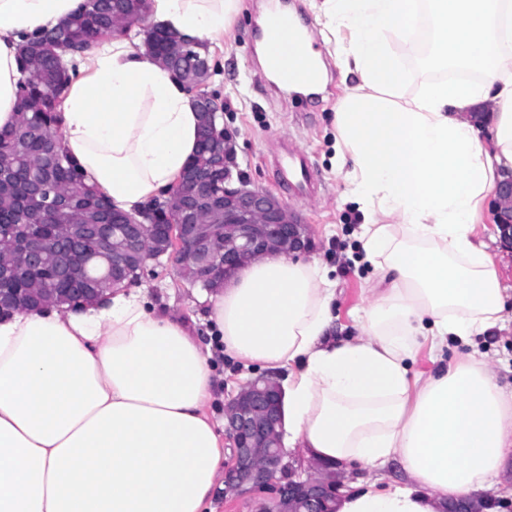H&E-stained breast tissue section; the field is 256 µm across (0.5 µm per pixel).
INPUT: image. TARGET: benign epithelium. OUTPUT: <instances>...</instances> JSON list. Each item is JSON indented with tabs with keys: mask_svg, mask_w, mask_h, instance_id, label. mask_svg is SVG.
I'll list each match as a JSON object with an SVG mask.
<instances>
[{
	"mask_svg": "<svg viewBox=\"0 0 512 512\" xmlns=\"http://www.w3.org/2000/svg\"><path fill=\"white\" fill-rule=\"evenodd\" d=\"M156 49L152 57L167 61L183 72V83L202 114L199 144L208 153V163L189 167L161 201L172 214L165 225L149 223L142 215L124 216L103 208L89 224H71L61 237L30 235L14 242L24 268L35 272L44 261L55 260V276L65 288H0V312L32 310L50 297L58 304H85L104 292L101 284L123 282L124 272L138 267L144 272L149 262L161 257L173 260L178 275L211 290L228 280L240 267L269 254L296 258L310 254L314 241L309 225L274 194L249 185L238 171L236 144L225 127H216L223 104L201 91L188 66L208 67L204 59L185 60L174 51L186 39L153 26ZM54 155H47L43 175L30 185L19 201V211L33 222L50 220L67 207L65 199L51 194ZM224 189L215 191L217 182ZM499 208L497 226L501 242L512 248V173L504 176L496 191ZM89 238L112 246V268L104 278L86 280L81 273L83 245ZM151 239L157 250L144 247ZM282 391L271 375L248 382L224 405V434L231 441V454L224 460V498L260 492L263 502L256 512H330L344 487L343 462L329 466L310 465L301 479L285 470L282 445ZM486 505L474 498L451 499L444 512H484Z\"/></svg>",
	"mask_w": 512,
	"mask_h": 512,
	"instance_id": "7a95c632",
	"label": "benign epithelium"
}]
</instances>
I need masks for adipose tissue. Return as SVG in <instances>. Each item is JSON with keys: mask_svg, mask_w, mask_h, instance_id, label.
Segmentation results:
<instances>
[{"mask_svg": "<svg viewBox=\"0 0 512 512\" xmlns=\"http://www.w3.org/2000/svg\"><path fill=\"white\" fill-rule=\"evenodd\" d=\"M84 0H0V130L16 123L24 36ZM237 0H150L151 20L223 40ZM355 83L333 124L362 259L379 286L336 336L321 260L269 255L207 291L204 334L121 286L96 302L0 317V512H208L224 425L210 347L281 377L288 449L403 479L351 483L338 512H441L454 497L512 498V389L449 343L512 330V284L475 233L512 171V0H319ZM434 27L433 61L475 73L411 98L398 47ZM488 106L475 121L477 106ZM200 114L143 41L102 43L72 75L59 147L112 209L164 198L197 150ZM432 367L409 372L421 350Z\"/></svg>", "mask_w": 512, "mask_h": 512, "instance_id": "obj_1", "label": "adipose tissue"}]
</instances>
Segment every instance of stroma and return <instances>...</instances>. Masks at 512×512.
Masks as SVG:
<instances>
[{"instance_id":"obj_1","label":"stroma","mask_w":512,"mask_h":512,"mask_svg":"<svg viewBox=\"0 0 512 512\" xmlns=\"http://www.w3.org/2000/svg\"><path fill=\"white\" fill-rule=\"evenodd\" d=\"M270 0H238L230 21V36L209 50L212 74L209 93L224 103V125L236 136L241 172L255 187L273 192L309 224L316 242L315 257L336 280V334H355L353 315L364 306L374 285V270L360 261L356 235L362 216L347 199V185L334 167L335 133L332 117L345 93L335 54H328L327 82L314 98L291 96L267 80L258 61L254 37ZM309 155L317 193L307 201L291 199L275 183L273 159L289 142ZM139 285L162 307H172L185 318L204 321L207 316L202 291L177 275L168 261L151 264ZM484 354L504 386L512 385V335L476 337L473 346Z\"/></svg>"}]
</instances>
